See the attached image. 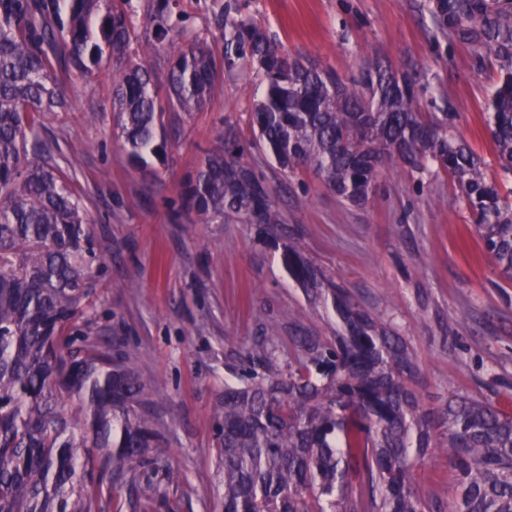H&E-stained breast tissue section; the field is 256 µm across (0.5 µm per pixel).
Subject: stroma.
Wrapping results in <instances>:
<instances>
[{
    "label": "stroma",
    "mask_w": 512,
    "mask_h": 512,
    "mask_svg": "<svg viewBox=\"0 0 512 512\" xmlns=\"http://www.w3.org/2000/svg\"><path fill=\"white\" fill-rule=\"evenodd\" d=\"M288 49L344 80L375 64L414 67L435 112L453 111L452 131L481 157L488 180L512 183L488 131L500 62L466 41L438 39L427 0H238ZM261 79L227 76L208 107L177 116L164 160L132 165L112 132V73L68 85L70 105L45 121L75 173L105 268L86 303L114 352L135 349L149 383V419L168 454L149 459L104 498L102 512H222L219 425L224 383L238 355L261 336H327L333 325L308 303L284 261L287 238L270 246L252 224H199L182 191L225 123L250 140ZM266 178L303 257L379 321L392 324L422 368L425 406L449 393L488 398L512 413V281L503 280L466 205L445 173L383 167L360 206L336 197L314 174L283 175L266 152L249 156ZM181 472L169 481V467ZM452 472L437 451L416 486L447 499Z\"/></svg>",
    "instance_id": "35a3bbf8"
}]
</instances>
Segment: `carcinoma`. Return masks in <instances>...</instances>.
<instances>
[{"mask_svg": "<svg viewBox=\"0 0 512 512\" xmlns=\"http://www.w3.org/2000/svg\"><path fill=\"white\" fill-rule=\"evenodd\" d=\"M0 0V512H100L104 491L167 454L145 417L148 384L137 352L115 357L91 336L81 306L105 266L87 212L67 187L73 165L44 134L69 105L65 82L115 68L112 112L129 160L166 152L167 127L201 110L224 73L247 67L264 84L250 123L279 169L312 172L336 196L363 204L379 169L397 161L451 177L485 248L512 278V199L480 159L421 111L414 74L378 65L359 80L288 53L224 5L216 57L208 38L150 0ZM437 34L501 60L490 134L512 173V0H428ZM170 45L166 84L152 85ZM198 224L243 220L264 241L282 218L268 185L228 123L185 184ZM288 270L310 301L330 303L334 336H263L239 354L243 378L224 386L219 456L224 512H512V416L476 397L427 409L407 340L354 303L288 246ZM438 448L453 473L448 501L418 491L413 473Z\"/></svg>", "mask_w": 512, "mask_h": 512, "instance_id": "cac0c4a2", "label": "carcinoma"}]
</instances>
